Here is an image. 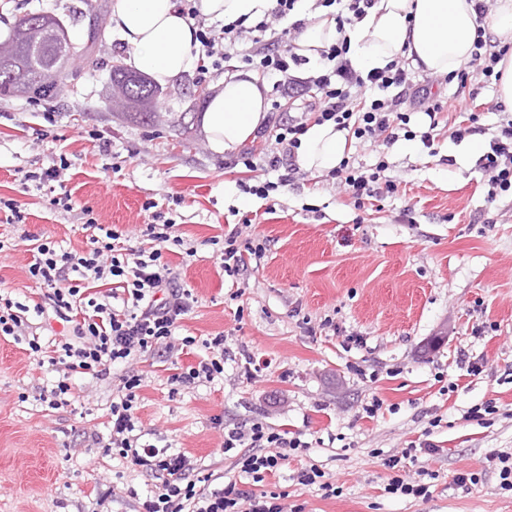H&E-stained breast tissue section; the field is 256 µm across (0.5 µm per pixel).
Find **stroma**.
<instances>
[{
  "label": "stroma",
  "instance_id": "1",
  "mask_svg": "<svg viewBox=\"0 0 512 512\" xmlns=\"http://www.w3.org/2000/svg\"><path fill=\"white\" fill-rule=\"evenodd\" d=\"M98 2L92 12L84 0H0V24L55 15L96 61L78 68L77 93L0 98V197L25 205L20 223L0 213V240L9 244L0 252V290L30 306L41 297L28 274L32 252L13 244L19 235L84 250L87 205L99 223L123 229L134 250L142 245L136 226L155 203L194 250L166 255L196 298L181 335L201 341L223 331L237 347L223 377L192 389L169 377L195 356L142 357L137 415L152 443L188 452L219 488L237 473L220 450L219 426L258 419L308 442L257 486L287 492L305 512H512V487L495 466L498 454L512 452V195L488 201L471 142L444 129L428 149L404 139L377 152L354 149L364 166L385 161L397 186L360 208L325 180L266 199L244 193L237 152H213L198 121L206 104L198 89H212L224 71L202 81L193 70L164 87L161 122L110 110V71L126 50L112 31L114 0ZM96 130L111 138L110 152H100ZM57 156L69 164L61 185L23 182ZM54 194L70 195L73 211L51 209ZM246 217L267 250L234 281L216 242ZM326 319L333 328H321ZM480 324L484 333L474 334ZM337 326L362 344H344ZM249 354L267 363L252 381L243 377ZM60 375V366L36 364L25 343L0 336V512H137L149 491L143 477L96 442L107 433L112 380L73 375L67 405L52 409L38 396ZM375 397L382 407L370 417L362 408ZM486 403L494 414L470 417ZM427 441L436 453L421 450ZM408 448L413 457H404ZM393 455L394 469L385 464ZM310 465L335 495L294 481ZM421 469L436 475L429 498L387 492L393 476ZM461 473L476 482L457 484Z\"/></svg>",
  "mask_w": 512,
  "mask_h": 512
}]
</instances>
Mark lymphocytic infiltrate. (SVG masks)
Instances as JSON below:
<instances>
[{"label":"lymphocytic infiltrate","instance_id":"lymphocytic-infiltrate-1","mask_svg":"<svg viewBox=\"0 0 512 512\" xmlns=\"http://www.w3.org/2000/svg\"><path fill=\"white\" fill-rule=\"evenodd\" d=\"M179 2L183 13L198 27V74L236 59L274 77L275 88L289 100H296L299 88L316 89L313 101L301 105L299 116L285 122L268 118L266 126L274 134L263 158H255L248 150L241 153V162L250 175L241 184L245 193L266 196L293 181L299 172L295 152L301 136L313 124L334 123L345 131L349 148L387 145L401 136L419 139L428 148L436 138L437 116L443 104L432 83L416 80L406 59L397 58L382 69L363 73L352 67L346 57L347 44L340 39L322 50L323 63L314 75L297 76L305 57L295 53L287 33L272 28L273 20L287 16L296 0H274L266 17L254 25L232 23L219 33L206 27L193 0ZM503 55V50L490 49L486 39H477L471 59L453 73L460 107L468 105L469 77L476 74L491 80ZM413 112L429 117L427 131L409 130ZM477 163L488 175L489 200L512 192V117L501 120L488 151ZM270 170L277 172V180H264V172ZM385 170L382 161L369 172L345 160L331 176L359 205L396 192V184L385 179ZM82 213L90 243L87 250L67 251L47 238L32 243L34 255L28 272L43 290L40 302L30 308L0 293V335L27 336L30 355L41 356L44 350L39 339L31 335L33 324L27 310L39 316L53 310L63 326L55 344L62 377L50 391L49 407L66 405L72 375L116 378V392L106 413L109 439L104 449L118 452L152 478L153 487L140 512H304L301 505L287 504L285 494H258L241 486L242 480L257 484L277 474L289 452L302 448L300 437L288 436L258 420L225 430L222 448L236 451L240 476L212 490L198 486L193 478L197 464L184 451L150 442L136 416L145 382L143 372L136 367L138 360L155 350L184 352L201 345L198 362L170 378L171 383L192 389L223 375L224 359L230 352L228 337L219 333L199 343L194 337L178 335L180 322L195 299L176 281L163 256L169 247L184 244L172 220L142 225L140 234L148 240V247L125 252L116 246L122 237L117 227L96 223L91 208H83ZM246 230V224H238L224 236L220 260L228 277H238L251 258L262 257L266 251L265 241L248 236ZM100 283L108 284L107 292L97 291Z\"/></svg>","mask_w":512,"mask_h":512}]
</instances>
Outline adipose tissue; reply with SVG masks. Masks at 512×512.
Instances as JSON below:
<instances>
[{
  "instance_id": "ef3b65f1",
  "label": "adipose tissue",
  "mask_w": 512,
  "mask_h": 512,
  "mask_svg": "<svg viewBox=\"0 0 512 512\" xmlns=\"http://www.w3.org/2000/svg\"><path fill=\"white\" fill-rule=\"evenodd\" d=\"M271 0H197L200 15L249 26L260 20ZM303 23L294 41L297 54L315 61L321 49L345 38L347 57L359 71L384 68L404 57L415 68L448 73L468 60L477 38L471 0H376L361 20L337 31L328 9L302 4ZM112 30L127 48V64L159 86L174 84L195 65L196 28L178 0H115ZM266 88L249 72L218 84L201 115L212 150L239 148L262 126L268 104ZM345 137L333 123L309 126L297 151L302 168L336 169L344 157Z\"/></svg>"
}]
</instances>
